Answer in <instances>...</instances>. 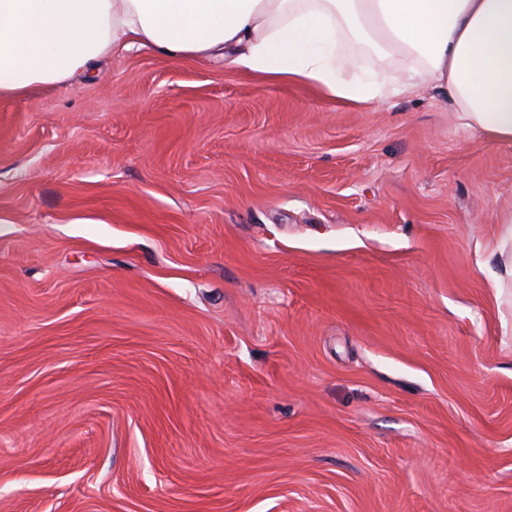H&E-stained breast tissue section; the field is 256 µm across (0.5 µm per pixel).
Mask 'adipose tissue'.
Masks as SVG:
<instances>
[{"mask_svg": "<svg viewBox=\"0 0 512 512\" xmlns=\"http://www.w3.org/2000/svg\"><path fill=\"white\" fill-rule=\"evenodd\" d=\"M343 43L394 62L345 79ZM227 53L242 71L369 107L433 87L459 123L512 143V0H0V99L56 89L105 56Z\"/></svg>", "mask_w": 512, "mask_h": 512, "instance_id": "obj_1", "label": "adipose tissue"}]
</instances>
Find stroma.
Masks as SVG:
<instances>
[{
	"instance_id": "stroma-1",
	"label": "stroma",
	"mask_w": 512,
	"mask_h": 512,
	"mask_svg": "<svg viewBox=\"0 0 512 512\" xmlns=\"http://www.w3.org/2000/svg\"><path fill=\"white\" fill-rule=\"evenodd\" d=\"M512 143L134 50L0 100V512H512Z\"/></svg>"
}]
</instances>
